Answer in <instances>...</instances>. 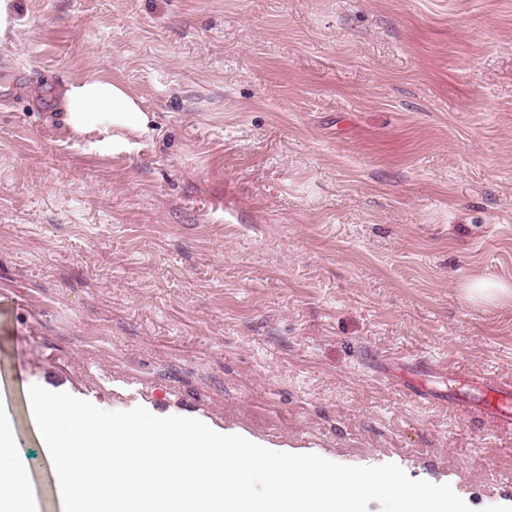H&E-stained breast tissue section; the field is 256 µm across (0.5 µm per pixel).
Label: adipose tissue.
I'll use <instances>...</instances> for the list:
<instances>
[{
	"label": "adipose tissue",
	"mask_w": 512,
	"mask_h": 512,
	"mask_svg": "<svg viewBox=\"0 0 512 512\" xmlns=\"http://www.w3.org/2000/svg\"><path fill=\"white\" fill-rule=\"evenodd\" d=\"M57 95L67 128L76 135H97L102 146L129 148L155 132L152 115L121 83L89 75L64 83ZM14 446L12 426L0 418V510L30 501L24 473L12 462Z\"/></svg>",
	"instance_id": "ef3b65f1"
}]
</instances>
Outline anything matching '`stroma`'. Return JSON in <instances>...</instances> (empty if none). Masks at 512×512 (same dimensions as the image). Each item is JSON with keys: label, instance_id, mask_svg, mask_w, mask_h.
<instances>
[{"label": "stroma", "instance_id": "stroma-1", "mask_svg": "<svg viewBox=\"0 0 512 512\" xmlns=\"http://www.w3.org/2000/svg\"><path fill=\"white\" fill-rule=\"evenodd\" d=\"M0 60V416L61 512L30 385L399 465L512 512V428L403 362L512 379V0H16ZM100 73L154 115L70 136ZM57 96L67 128L75 135L96 134L104 147L129 148L155 133L153 116L121 83L89 75L64 83ZM469 296L475 300L494 303L503 299H512V289L504 288L503 286L491 282L483 281L468 288Z\"/></svg>", "mask_w": 512, "mask_h": 512}]
</instances>
